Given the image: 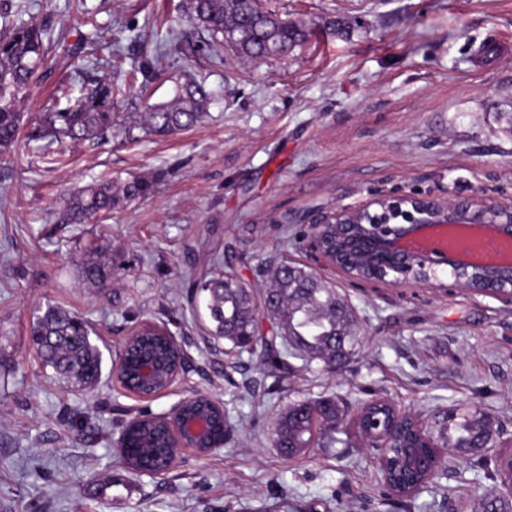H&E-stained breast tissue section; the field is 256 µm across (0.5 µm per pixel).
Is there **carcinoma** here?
Returning a JSON list of instances; mask_svg holds the SVG:
<instances>
[{
	"label": "carcinoma",
	"instance_id": "carcinoma-1",
	"mask_svg": "<svg viewBox=\"0 0 512 512\" xmlns=\"http://www.w3.org/2000/svg\"><path fill=\"white\" fill-rule=\"evenodd\" d=\"M16 14L28 16L0 35V155H9L18 142L23 123L21 104L32 79L48 61L52 45L51 32L30 15L27 0H18ZM187 14L193 26L211 38L233 43L246 58L282 55L294 48L305 36L298 26L281 19L275 11L259 6L256 0H188ZM60 95L68 107L49 112L42 123L34 126L29 138L38 141L48 135L71 141L86 139L112 124V102L123 95V88L108 81L90 86L86 95L71 97L70 88L62 84ZM210 94L204 84L187 80L175 85L173 97L162 103L143 107L140 121L147 131L164 136L190 128L206 115ZM152 180L137 178L115 188L112 181H94L71 194L61 211L62 224H87L100 213L133 201L147 198ZM89 280L107 276L105 266L89 258L83 261ZM263 292L276 297L277 304L269 317L278 332L268 338L260 334L255 322L254 304L259 294L252 288L225 278L222 274L204 275L192 284L193 294L204 297L203 308L210 333L238 345L240 337L252 344L269 373L286 378L300 360L307 367L315 361L324 363L350 359L360 349L359 322L348 301L329 282L305 265L287 260L269 264L265 269ZM43 363L60 377L75 385H87L102 374L103 358L91 340L86 321L56 307H48L38 316L30 332ZM312 414L301 403H292L280 414L274 441L280 453L296 457L311 442L315 425L332 431L341 420L339 406L333 398L315 403ZM388 411L381 399L373 400L369 423L376 431L388 425ZM490 417L479 408L461 419L448 417V452L488 467L479 456L491 441ZM394 480L424 471L429 449L411 432H406L386 449ZM165 448H137L134 458L162 463ZM494 478L504 486L512 478V454L495 459ZM472 512H512V497L496 490L470 501Z\"/></svg>",
	"mask_w": 512,
	"mask_h": 512
}]
</instances>
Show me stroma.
<instances>
[{
    "instance_id": "1",
    "label": "stroma",
    "mask_w": 512,
    "mask_h": 512,
    "mask_svg": "<svg viewBox=\"0 0 512 512\" xmlns=\"http://www.w3.org/2000/svg\"><path fill=\"white\" fill-rule=\"evenodd\" d=\"M58 46L22 104L25 127L66 107L83 79L122 82L156 62L112 109L104 136L31 142L0 159V512H465L494 489L487 470L448 461L409 499L381 496L375 452L353 414L375 398L431 422L447 446L449 414L494 419L486 456L512 449V301L420 286L359 285L318 266L304 240L320 214L378 194L418 190L512 204V0H272L305 38L288 57L242 59L186 20L187 0H30ZM163 57H156V46ZM192 77L211 93L207 116L168 136L138 120ZM64 161L55 164L56 151ZM152 178L148 199L89 224L58 223L64 197L103 178ZM112 265L105 283L81 262ZM317 268L355 308L364 343L338 374L320 365L275 382L261 358L211 336L190 284L209 272L260 288L281 259ZM85 320L105 366L70 387L30 341L38 309ZM168 323L185 353L179 380L148 401L111 365L127 335ZM203 393L233 431L223 448L180 453L164 475L129 473L115 447L136 414H164ZM336 398L343 420L327 447L281 456L275 423L289 403Z\"/></svg>"
}]
</instances>
